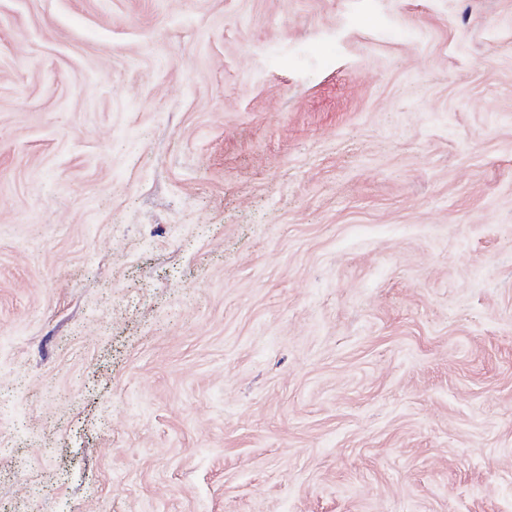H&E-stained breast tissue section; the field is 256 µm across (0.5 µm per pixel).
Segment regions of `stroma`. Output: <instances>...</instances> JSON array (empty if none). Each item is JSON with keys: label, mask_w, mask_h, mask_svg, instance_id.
Wrapping results in <instances>:
<instances>
[{"label": "stroma", "mask_w": 512, "mask_h": 512, "mask_svg": "<svg viewBox=\"0 0 512 512\" xmlns=\"http://www.w3.org/2000/svg\"><path fill=\"white\" fill-rule=\"evenodd\" d=\"M0 512H512V0H0Z\"/></svg>", "instance_id": "35a3bbf8"}]
</instances>
